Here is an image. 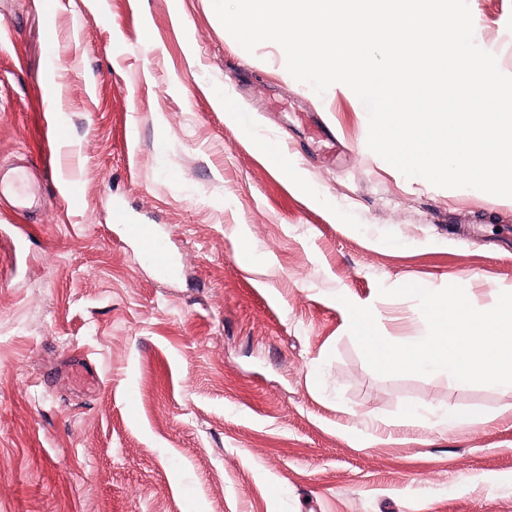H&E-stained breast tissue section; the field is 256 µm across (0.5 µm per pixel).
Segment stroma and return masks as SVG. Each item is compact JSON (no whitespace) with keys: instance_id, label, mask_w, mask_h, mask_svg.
I'll return each instance as SVG.
<instances>
[{"instance_id":"obj_1","label":"stroma","mask_w":512,"mask_h":512,"mask_svg":"<svg viewBox=\"0 0 512 512\" xmlns=\"http://www.w3.org/2000/svg\"><path fill=\"white\" fill-rule=\"evenodd\" d=\"M468 4L512 75V0ZM367 135L349 87L246 52L212 0H0V167L37 194L0 199V512H512V395L375 373L341 304L395 337L427 324L382 286L492 307L512 198L405 177ZM450 406L484 421L407 415ZM112 222L121 226L130 237L141 243L142 255L146 260L161 268L171 267L172 256L154 225L132 224L128 213L120 206L113 210ZM483 419L477 415H468L459 411L455 407H448V409L441 414L437 422L434 424L441 432H450L456 429L459 425L467 422H482Z\"/></svg>"}]
</instances>
